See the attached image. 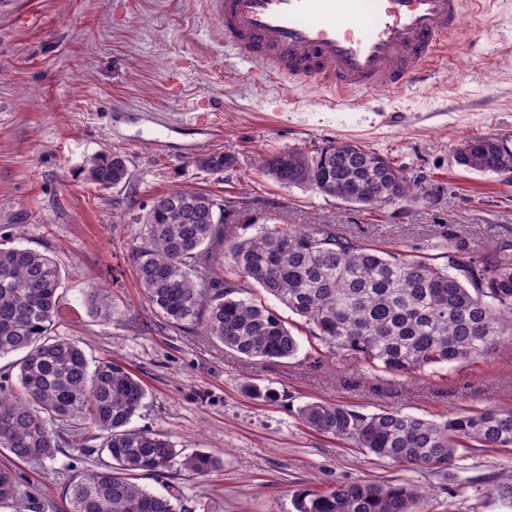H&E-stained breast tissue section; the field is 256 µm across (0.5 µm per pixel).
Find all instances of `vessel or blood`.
Wrapping results in <instances>:
<instances>
[{
  "instance_id": "obj_1",
  "label": "vessel or blood",
  "mask_w": 512,
  "mask_h": 512,
  "mask_svg": "<svg viewBox=\"0 0 512 512\" xmlns=\"http://www.w3.org/2000/svg\"><path fill=\"white\" fill-rule=\"evenodd\" d=\"M483 0H203L243 60L260 61L266 79L308 80L331 103L367 104L380 88L406 90L435 74L441 60L470 43L465 10Z\"/></svg>"
}]
</instances>
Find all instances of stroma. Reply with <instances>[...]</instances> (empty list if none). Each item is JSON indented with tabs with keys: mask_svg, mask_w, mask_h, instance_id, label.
Segmentation results:
<instances>
[{
	"mask_svg": "<svg viewBox=\"0 0 512 512\" xmlns=\"http://www.w3.org/2000/svg\"><path fill=\"white\" fill-rule=\"evenodd\" d=\"M464 22L471 44L425 84L375 91L370 112L330 107L314 83L257 80L262 63L238 61L200 0H0V235L57 257L55 332L79 339L90 362L116 361L141 379L132 426L222 458L204 476L175 467L140 477L174 494L179 512H296L300 493L355 480L417 486L423 512H512V447L463 448L448 468H418L312 431L297 414L316 401L434 421L512 408V345L421 374L371 375L340 357L316 360L290 313L296 357L248 360L169 323L132 261L153 200L178 187L235 202L239 224H328L382 250L422 247L438 264L453 238L477 255L512 242V180L457 159L470 138L512 135V0ZM345 140L391 159L420 190L369 210L260 170L267 154ZM106 151L126 159L129 184L87 181L89 160ZM215 151L235 160L218 177L194 164ZM94 284L115 295L111 322L85 304ZM250 382L279 400L253 398ZM89 446H67L43 467L1 456L20 493L0 512H61L71 476L107 459L100 441Z\"/></svg>",
	"mask_w": 512,
	"mask_h": 512,
	"instance_id": "1",
	"label": "stroma"
}]
</instances>
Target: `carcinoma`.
I'll return each mask as SVG.
<instances>
[{"label":"carcinoma","mask_w":512,"mask_h":512,"mask_svg":"<svg viewBox=\"0 0 512 512\" xmlns=\"http://www.w3.org/2000/svg\"><path fill=\"white\" fill-rule=\"evenodd\" d=\"M472 170L512 174V141L487 136L457 152ZM195 164L222 175L234 159L206 153ZM262 172L287 188L312 190L380 209L415 193L420 184L386 157L355 142L309 154L274 152ZM86 179L109 190L129 179L126 159L103 153ZM224 200L188 188L157 197L143 219L134 254L149 301L176 326L205 335L247 359H290L299 341L265 304L240 296L252 281L308 326L314 352L350 359L368 371L422 373L470 362L512 344V245L476 261L464 247L434 264L405 250L384 251L336 235L330 225L259 224L240 236L224 223ZM61 271L48 254L0 247V357L21 353L23 397L0 389V454L43 465L62 451L66 431L90 429L104 439L110 462L87 468L65 486V512H176L171 499L133 482L163 474L181 458L184 470L205 475L223 460L212 453L181 455L160 432L129 427L145 390L112 361L92 366L80 342L53 335ZM91 313L112 319L102 287L86 290ZM309 429L416 467H444L461 448H511L512 408L486 409L436 422L399 409L361 414L329 402L299 408ZM19 495L12 469L0 468V503ZM424 494L409 484L352 481L304 494L297 512H422Z\"/></svg>","instance_id":"carcinoma-1"}]
</instances>
